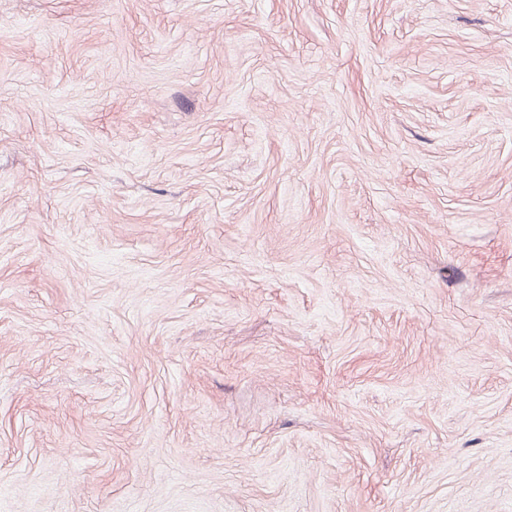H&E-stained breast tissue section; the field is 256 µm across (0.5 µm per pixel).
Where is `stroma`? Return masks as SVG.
<instances>
[{"label": "stroma", "mask_w": 512, "mask_h": 512, "mask_svg": "<svg viewBox=\"0 0 512 512\" xmlns=\"http://www.w3.org/2000/svg\"><path fill=\"white\" fill-rule=\"evenodd\" d=\"M0 512H512V0H0Z\"/></svg>", "instance_id": "35a3bbf8"}]
</instances>
